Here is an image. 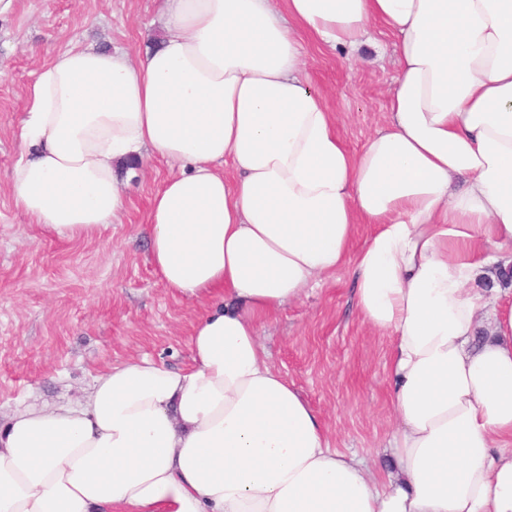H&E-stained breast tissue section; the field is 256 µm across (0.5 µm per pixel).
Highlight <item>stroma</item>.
I'll use <instances>...</instances> for the list:
<instances>
[{
  "label": "stroma",
  "mask_w": 512,
  "mask_h": 512,
  "mask_svg": "<svg viewBox=\"0 0 512 512\" xmlns=\"http://www.w3.org/2000/svg\"><path fill=\"white\" fill-rule=\"evenodd\" d=\"M158 0H17L0 19V412L33 400L76 396L112 364L148 356L191 363V325L203 300L172 296L150 261L140 227L152 194L178 167L166 162L124 174L123 223L67 241L29 223L13 203L9 174L20 157L27 89L40 67L75 43L130 56L159 37ZM394 36L377 27L349 65L344 50L306 42L307 76L345 145L360 150L387 121L398 73ZM342 268L260 329L271 364L323 418L338 448L363 454L371 471L389 468L391 430L387 335L370 329Z\"/></svg>",
  "instance_id": "1"
}]
</instances>
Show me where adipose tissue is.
<instances>
[{
  "label": "adipose tissue",
  "mask_w": 512,
  "mask_h": 512,
  "mask_svg": "<svg viewBox=\"0 0 512 512\" xmlns=\"http://www.w3.org/2000/svg\"><path fill=\"white\" fill-rule=\"evenodd\" d=\"M159 12L137 58L76 45L39 70L9 182L30 223L74 240L121 223L122 165L179 163L143 230L165 288L213 306L189 369L136 358L1 418L0 512H512V301L485 279L512 245V0ZM379 24L399 72L387 126L354 153L303 45L354 52ZM347 265L363 322L391 338L378 476L259 340Z\"/></svg>",
  "instance_id": "1"
}]
</instances>
